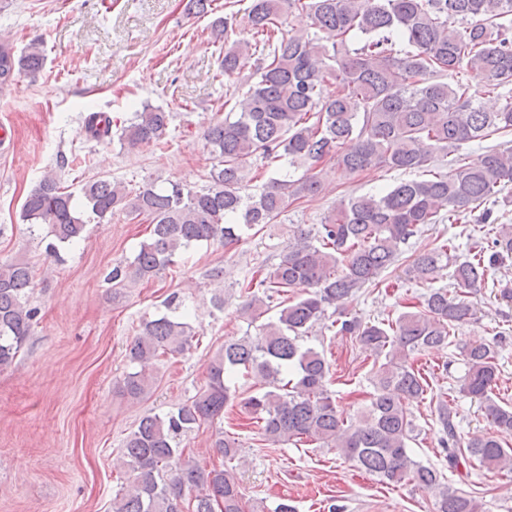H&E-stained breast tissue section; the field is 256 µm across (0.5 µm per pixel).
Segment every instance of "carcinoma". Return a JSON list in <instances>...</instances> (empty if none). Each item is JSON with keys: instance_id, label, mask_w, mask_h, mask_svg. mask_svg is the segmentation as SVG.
<instances>
[{"instance_id": "carcinoma-1", "label": "carcinoma", "mask_w": 512, "mask_h": 512, "mask_svg": "<svg viewBox=\"0 0 512 512\" xmlns=\"http://www.w3.org/2000/svg\"><path fill=\"white\" fill-rule=\"evenodd\" d=\"M295 14L306 16L315 32L288 29ZM233 25L260 40L243 37L224 47L219 67L225 75L239 74L251 62L254 70L242 101L205 133L217 160L208 185L194 191L145 181L129 189L98 178L82 185L79 206L48 172L24 200L22 220L32 227L48 225L60 244L81 239L84 210L99 224L118 211L151 224L150 237L134 259L108 273L114 288L157 277L181 249L211 240L231 248L248 232L275 223L288 201L319 194L325 164L332 159L350 172L415 170L428 166L438 151L512 130V89L502 92L512 86V0H251L242 16L212 22L215 37ZM351 34L362 36L361 47L348 48ZM398 35L406 48L395 49ZM44 65L40 44L30 43L17 55L1 37L0 93L16 75L35 78ZM464 70L483 75L486 92L500 100L497 110L485 111L479 95L457 80ZM169 123L170 113L147 104L121 129L119 143L129 149L159 145ZM85 126L95 139L111 136L112 120L102 112L88 114ZM348 141L350 148L341 151ZM253 159L267 167L283 160L303 174L271 177L253 192ZM511 184L512 149H490L444 174L352 196L317 227L297 228L279 263L257 268L240 283L245 297L240 313L253 324L271 311L274 296L295 288L298 296L278 303L275 317L258 325L255 335L224 341L207 365V384L190 404L140 420L124 441L128 478L112 498V512H183L186 507L246 512L231 473L199 465L177 442L188 431L224 418V408L236 398L233 379L242 371H259L268 379L269 390L242 402L264 440L288 444L305 438L336 449L388 484L408 481L432 494L437 512H481V501L443 483L409 449V405L430 389L425 374L408 363L409 355L448 344L454 326L471 319L472 308L449 297L448 289L432 288L411 310L369 325L349 315L347 303L367 285L397 287L381 274L424 226L445 223L442 210L461 213L485 205L481 223H498L494 205ZM471 251L472 258L454 269L462 288L476 287L489 268L512 258V228L501 225L491 253L480 240ZM446 259L448 244L438 236L433 247L415 257L409 279L432 281ZM33 288L28 263H0L1 368L12 364L30 336L37 316L29 307ZM331 306L338 317L330 327L355 337L374 356L373 393L354 422L336 409L324 355L302 344ZM164 307L167 313L141 324L130 345L131 363L143 366L192 348L190 315L179 296L171 294ZM463 356L468 372L462 391L483 405L494 428L512 432V406L492 398L499 373L496 351L478 343L465 347ZM151 386L150 374L140 369L126 375L120 392L137 401ZM436 410L448 436V469L456 471L472 459L487 469L512 470V448L495 433L475 436L462 448L446 401L438 400ZM213 448L226 462L237 459V439L221 430Z\"/></svg>"}]
</instances>
